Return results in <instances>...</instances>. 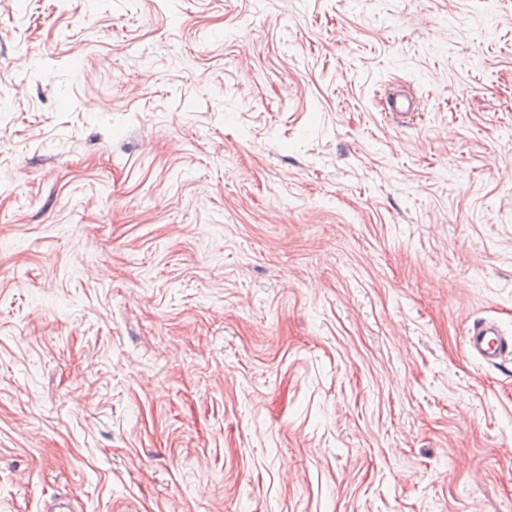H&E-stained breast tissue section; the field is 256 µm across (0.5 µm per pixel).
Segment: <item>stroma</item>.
<instances>
[{
  "label": "stroma",
  "instance_id": "35a3bbf8",
  "mask_svg": "<svg viewBox=\"0 0 512 512\" xmlns=\"http://www.w3.org/2000/svg\"><path fill=\"white\" fill-rule=\"evenodd\" d=\"M481 319L512 0H0V512H512Z\"/></svg>",
  "mask_w": 512,
  "mask_h": 512
}]
</instances>
